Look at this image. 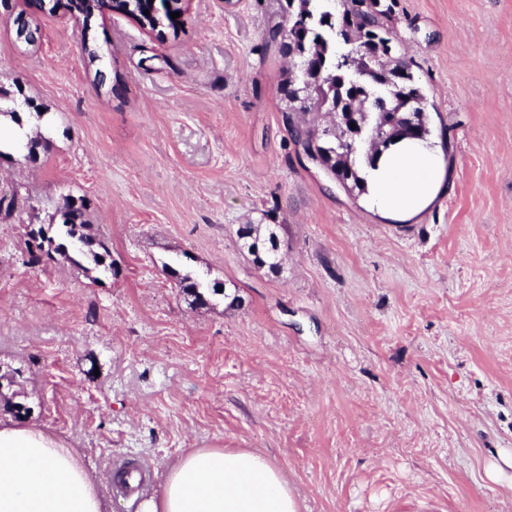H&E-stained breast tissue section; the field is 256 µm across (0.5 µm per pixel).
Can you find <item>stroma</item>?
Masks as SVG:
<instances>
[{
  "label": "stroma",
  "mask_w": 512,
  "mask_h": 512,
  "mask_svg": "<svg viewBox=\"0 0 512 512\" xmlns=\"http://www.w3.org/2000/svg\"><path fill=\"white\" fill-rule=\"evenodd\" d=\"M0 0V374L27 423L143 491L197 448L249 449L301 512H512V0H397L395 27L453 189L387 224L299 153L266 41L280 0H181L161 33ZM27 16L33 44L17 43ZM46 107L9 114L11 91ZM40 140L37 162L28 140ZM85 197L103 271L31 265V225ZM244 224L287 251L257 267ZM235 285L193 304L178 276Z\"/></svg>",
  "instance_id": "stroma-1"
}]
</instances>
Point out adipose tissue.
Returning a JSON list of instances; mask_svg holds the SVG:
<instances>
[{"label":"adipose tissue","instance_id":"1","mask_svg":"<svg viewBox=\"0 0 512 512\" xmlns=\"http://www.w3.org/2000/svg\"><path fill=\"white\" fill-rule=\"evenodd\" d=\"M361 175L370 210L401 224L417 220L451 186L443 152L428 138L395 140ZM0 512H107V503L66 440L2 422ZM145 512H299V504L259 452L198 448L168 467Z\"/></svg>","mask_w":512,"mask_h":512}]
</instances>
